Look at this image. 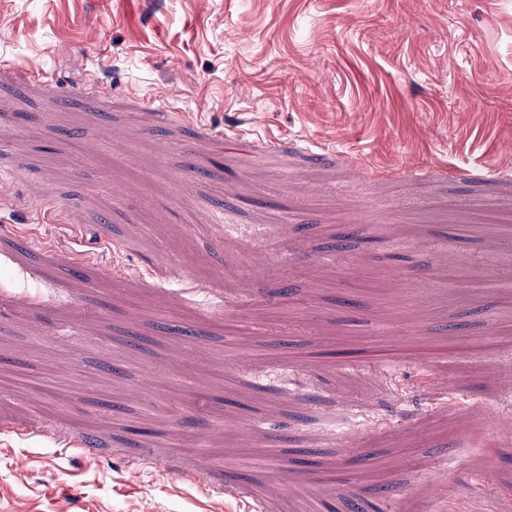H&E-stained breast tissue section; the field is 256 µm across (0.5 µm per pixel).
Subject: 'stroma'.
I'll return each instance as SVG.
<instances>
[{
    "instance_id": "1",
    "label": "stroma",
    "mask_w": 512,
    "mask_h": 512,
    "mask_svg": "<svg viewBox=\"0 0 512 512\" xmlns=\"http://www.w3.org/2000/svg\"><path fill=\"white\" fill-rule=\"evenodd\" d=\"M509 220L512 0H0V512H512Z\"/></svg>"
}]
</instances>
